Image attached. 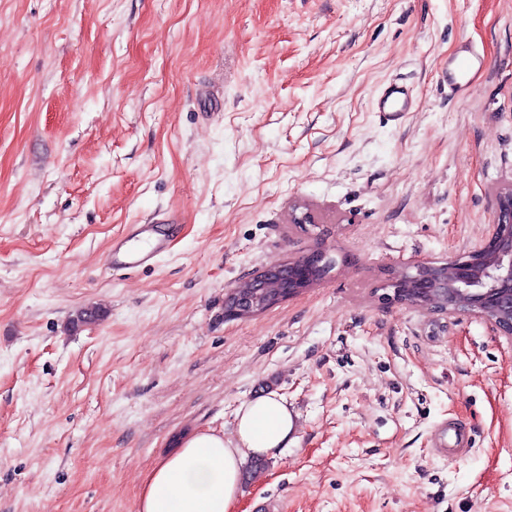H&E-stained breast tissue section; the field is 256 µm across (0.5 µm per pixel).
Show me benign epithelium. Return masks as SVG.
Segmentation results:
<instances>
[{
	"instance_id": "7a95c632",
	"label": "benign epithelium",
	"mask_w": 512,
	"mask_h": 512,
	"mask_svg": "<svg viewBox=\"0 0 512 512\" xmlns=\"http://www.w3.org/2000/svg\"><path fill=\"white\" fill-rule=\"evenodd\" d=\"M322 261V253L315 251L286 267H267L241 283L226 304L234 313L258 310L269 288H285L293 297L310 287V274ZM448 263L455 266L451 279L442 272ZM448 263L422 262L414 266L415 273L389 279L393 300L432 314L479 318L512 337V186L497 194L495 221L479 245Z\"/></svg>"
}]
</instances>
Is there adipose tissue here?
<instances>
[{
    "label": "adipose tissue",
    "instance_id": "adipose-tissue-1",
    "mask_svg": "<svg viewBox=\"0 0 512 512\" xmlns=\"http://www.w3.org/2000/svg\"><path fill=\"white\" fill-rule=\"evenodd\" d=\"M296 441V416L282 396L271 391L245 401L232 438L200 432L148 473L139 512H233L245 459Z\"/></svg>",
    "mask_w": 512,
    "mask_h": 512
}]
</instances>
